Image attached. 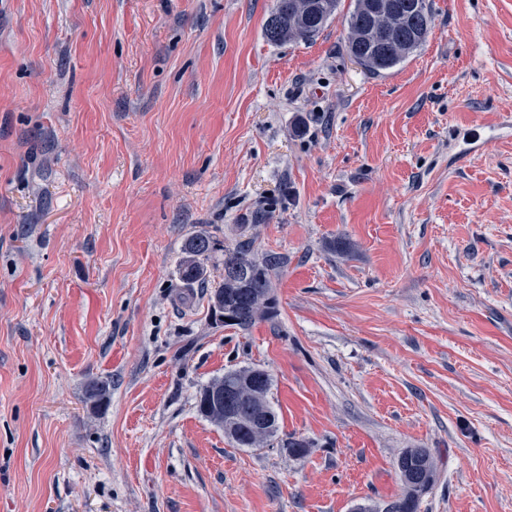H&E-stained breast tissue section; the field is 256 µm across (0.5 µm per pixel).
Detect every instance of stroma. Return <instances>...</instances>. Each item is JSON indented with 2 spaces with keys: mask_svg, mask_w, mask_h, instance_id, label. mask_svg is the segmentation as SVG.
I'll use <instances>...</instances> for the list:
<instances>
[{
  "mask_svg": "<svg viewBox=\"0 0 512 512\" xmlns=\"http://www.w3.org/2000/svg\"><path fill=\"white\" fill-rule=\"evenodd\" d=\"M428 2L376 77L353 0L282 44L274 0H0V512H352L408 448L420 512H512V0ZM245 240L281 264L242 331ZM247 367L257 448L196 409ZM216 249L214 240L200 233L187 240L184 246L186 257L181 265L182 280L189 287L205 283L206 269L203 260H207ZM279 265L276 254L257 257L252 241L224 251V281L213 294L212 301L214 308L224 315L227 325L248 330L269 314L271 277Z\"/></svg>",
  "mask_w": 512,
  "mask_h": 512,
  "instance_id": "1",
  "label": "stroma"
}]
</instances>
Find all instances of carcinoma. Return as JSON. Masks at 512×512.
I'll return each mask as SVG.
<instances>
[{"instance_id":"1","label":"carcinoma","mask_w":512,"mask_h":512,"mask_svg":"<svg viewBox=\"0 0 512 512\" xmlns=\"http://www.w3.org/2000/svg\"><path fill=\"white\" fill-rule=\"evenodd\" d=\"M340 0H276L269 13L264 35L272 43L310 40L332 20ZM433 23L428 0H354L346 18L348 53L367 72L379 76L413 55L426 42ZM216 249L214 240L203 233L187 240L186 257L181 265L182 280L193 287L205 283L204 260ZM279 257L267 253L259 258L253 243L245 241L224 252V281L212 296L213 306L226 324L241 330L252 327L271 309L272 273L279 267ZM224 397L236 408L238 423L227 437L240 448L256 447L252 422L255 415L264 421L269 436L278 431V415L269 400L272 380L259 368L230 370L220 378ZM249 382L264 396L260 408L236 398L234 389ZM424 448L397 461L401 473V494L388 502L392 512H419L420 498L413 496L421 469Z\"/></svg>"}]
</instances>
